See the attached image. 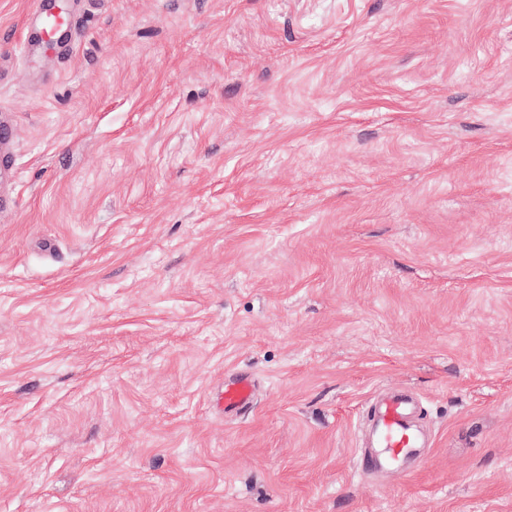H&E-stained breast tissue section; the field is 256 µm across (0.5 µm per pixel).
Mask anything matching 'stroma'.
I'll list each match as a JSON object with an SVG mask.
<instances>
[{
  "label": "stroma",
  "instance_id": "stroma-1",
  "mask_svg": "<svg viewBox=\"0 0 512 512\" xmlns=\"http://www.w3.org/2000/svg\"><path fill=\"white\" fill-rule=\"evenodd\" d=\"M71 3L0 0V512H512V0ZM33 13H38L44 22L46 29L51 30L56 27H67L73 30L74 26V13L69 11H63L61 8H54L51 11V16L46 15V12L43 11V6L41 3L36 7ZM254 385L247 376H236L224 381V391L218 396L217 404L224 413H237L251 405ZM371 412L376 425V441L371 448L378 450L373 457L362 455L363 466L381 464L382 461L393 464L419 448L412 402L396 394L371 407Z\"/></svg>",
  "mask_w": 512,
  "mask_h": 512
}]
</instances>
